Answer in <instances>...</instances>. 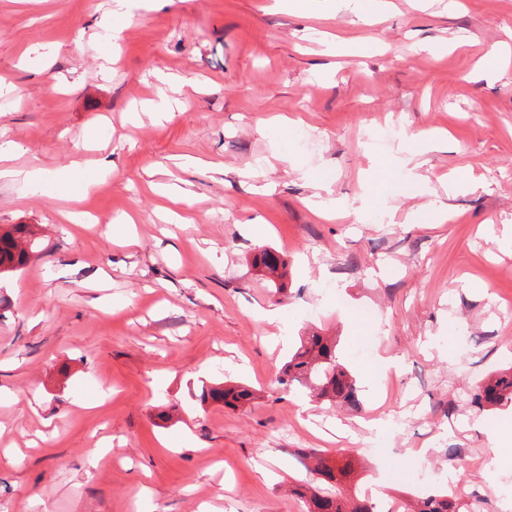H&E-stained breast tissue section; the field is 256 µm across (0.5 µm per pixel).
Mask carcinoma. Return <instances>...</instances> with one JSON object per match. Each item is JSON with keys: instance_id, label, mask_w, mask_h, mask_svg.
<instances>
[{"instance_id": "obj_1", "label": "carcinoma", "mask_w": 512, "mask_h": 512, "mask_svg": "<svg viewBox=\"0 0 512 512\" xmlns=\"http://www.w3.org/2000/svg\"><path fill=\"white\" fill-rule=\"evenodd\" d=\"M40 242L29 224L0 226V273L23 269L32 255L38 252ZM253 265L281 279L286 275V262L271 249L255 254ZM278 383L284 388L299 384L312 390L321 399L339 404L357 406L358 391L350 371L336 356V342L327 336L312 333L301 337L300 346L285 363ZM253 391L241 385L217 384L205 389L200 397L203 403H218L237 408L249 404ZM512 402V367L495 374L476 389L470 403L477 409ZM298 460L316 475L318 484H303L295 489L303 499L304 512H375V506L363 497L348 495L338 489L351 468V461L343 455L329 458L318 448H304ZM411 512H459L455 497L446 491L432 490L416 500Z\"/></svg>"}]
</instances>
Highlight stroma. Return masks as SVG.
<instances>
[{
	"label": "stroma",
	"instance_id": "1",
	"mask_svg": "<svg viewBox=\"0 0 512 512\" xmlns=\"http://www.w3.org/2000/svg\"><path fill=\"white\" fill-rule=\"evenodd\" d=\"M272 2L126 0L115 41L114 0H0V145L47 172L0 180V225L42 242L0 274V512H300L297 448L352 449L346 487L378 482L377 512L427 474L512 490L491 437L512 406L470 405L512 367V0H387L365 23ZM420 149L418 179L398 155ZM311 332L337 337L359 408L278 384ZM224 380L253 401L200 404ZM253 265L265 272L275 275L277 279H281L286 275V262L282 256L271 249H262L255 254Z\"/></svg>",
	"mask_w": 512,
	"mask_h": 512
}]
</instances>
